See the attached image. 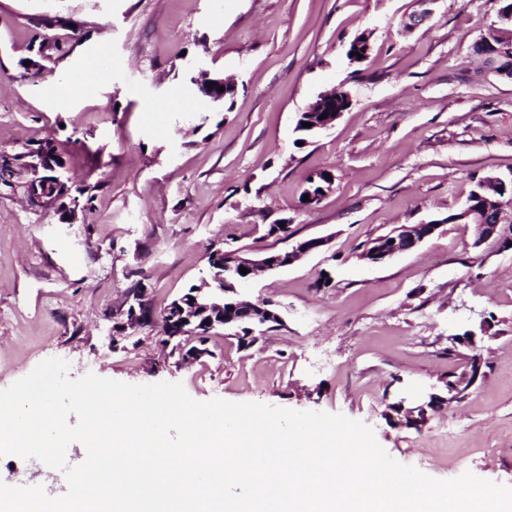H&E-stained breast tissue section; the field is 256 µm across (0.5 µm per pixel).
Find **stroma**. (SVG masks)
<instances>
[{"mask_svg":"<svg viewBox=\"0 0 512 512\" xmlns=\"http://www.w3.org/2000/svg\"><path fill=\"white\" fill-rule=\"evenodd\" d=\"M498 8L435 0L405 33L416 0H0V152L55 139L92 195L72 218L0 191V389L58 357L73 379L342 414L428 476L512 485V244L475 245L473 225L447 220L479 179L512 178V80L473 51ZM48 22L65 56L25 76ZM365 30L370 55L349 64ZM101 54L109 76L86 94L45 91ZM202 66L235 80L231 108L191 84ZM335 87L348 110L298 142V113ZM319 171L332 188L304 205ZM431 220L415 250L362 260L371 239ZM280 222L287 236H269ZM313 237L328 249L246 286L281 312L254 345L221 328L197 357L163 346L160 316L206 274L211 242ZM139 283L151 320L113 335ZM462 375L473 383L450 398ZM32 474L66 486L41 461L0 457L1 482Z\"/></svg>","mask_w":512,"mask_h":512,"instance_id":"1","label":"stroma"}]
</instances>
